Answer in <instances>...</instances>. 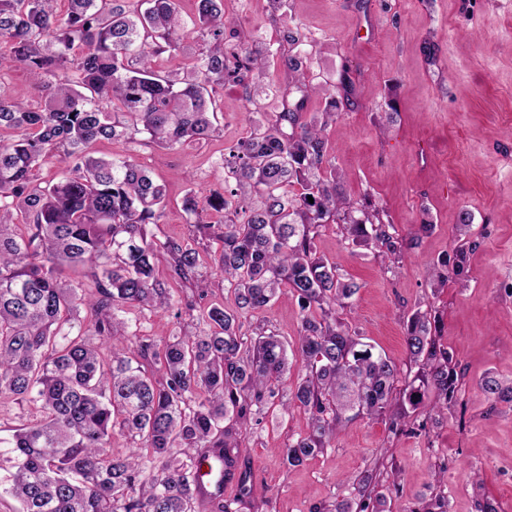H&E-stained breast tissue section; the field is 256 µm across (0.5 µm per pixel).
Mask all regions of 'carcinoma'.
<instances>
[{
	"label": "carcinoma",
	"mask_w": 512,
	"mask_h": 512,
	"mask_svg": "<svg viewBox=\"0 0 512 512\" xmlns=\"http://www.w3.org/2000/svg\"><path fill=\"white\" fill-rule=\"evenodd\" d=\"M65 2L61 23L57 0H0V85L16 68L47 78L42 105L20 91L0 94V401L39 413L6 440L11 470L0 502L14 500L10 512H199L202 463L214 464V497L222 496L242 430L276 406L294 365L281 407L303 409L309 431L281 448L290 467L358 417H387L393 430L419 434L430 414L451 410L461 374L438 321L419 308L406 316L417 371L396 401L400 369L345 322L359 286L317 255L316 237L330 224L392 264L403 239L382 212L354 207L336 178L323 177L338 104L304 118L326 87L310 74L301 37L290 32L275 49L231 43L224 0H195L190 26L178 0ZM189 39L201 47L181 59ZM276 60L292 76L293 100L223 154L224 185L182 200L187 223L219 244L211 260L221 278L208 281L196 239L147 237L164 215L165 185L133 157L98 158L94 146L139 136L167 148L205 141L215 132L216 88L237 84L255 106L256 89L280 94L264 81ZM53 159L68 173L36 182L33 171ZM471 227L467 215L453 261L429 265L436 287L465 274L477 244ZM188 285L224 288L234 307L206 305L205 331L161 344L125 318L172 308L175 290ZM285 290L304 311L295 343L273 333L245 338L243 319ZM482 387L512 401V385L489 378ZM116 429L136 443L127 455L112 453ZM357 492L335 512H380L390 486L365 475Z\"/></svg>",
	"instance_id": "1"
}]
</instances>
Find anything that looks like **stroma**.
<instances>
[{
  "label": "stroma",
  "instance_id": "obj_1",
  "mask_svg": "<svg viewBox=\"0 0 512 512\" xmlns=\"http://www.w3.org/2000/svg\"><path fill=\"white\" fill-rule=\"evenodd\" d=\"M224 8L229 32L242 38L275 45L287 29L299 31L318 81L332 84L348 72L355 105L340 108L325 132L337 180L347 198L383 209L400 234L422 224L430 230L395 265L346 246L333 225L318 236L317 251L359 284L354 323L376 351L405 368L403 317L428 309L463 379L454 415H433L429 434L397 435L388 421L358 418L296 468L281 448L307 433V414L267 413L243 431L235 477L204 512L330 508L354 499L357 480L375 467L396 483L384 512H415L437 494L450 512H477L487 499L512 512V402L480 386L487 376L512 383V0H289L283 15L268 0H225ZM218 106V130L200 143L96 146L100 157L132 155L165 183V216L149 227L157 240L189 237L183 196L218 187L221 155L250 129L241 86L219 88ZM187 171L195 186L184 180ZM466 214L478 240L467 275L432 287L428 265L452 254ZM302 315L285 294L247 317L243 330L251 337L264 328L291 342ZM439 463L448 466L441 484Z\"/></svg>",
  "mask_w": 512,
  "mask_h": 512
}]
</instances>
